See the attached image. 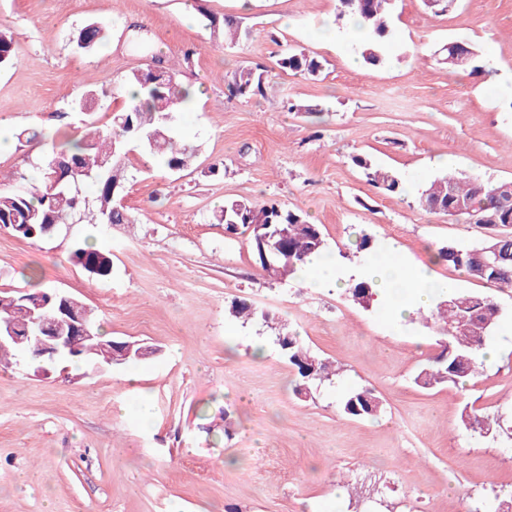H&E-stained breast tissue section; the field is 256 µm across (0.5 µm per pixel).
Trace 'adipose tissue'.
<instances>
[{
  "label": "adipose tissue",
  "mask_w": 512,
  "mask_h": 512,
  "mask_svg": "<svg viewBox=\"0 0 512 512\" xmlns=\"http://www.w3.org/2000/svg\"><path fill=\"white\" fill-rule=\"evenodd\" d=\"M363 273L377 285L378 304L395 319L429 310L439 292L453 287L452 282L435 280L425 270L411 266L391 247L368 257Z\"/></svg>",
  "instance_id": "ef3b65f1"
}]
</instances>
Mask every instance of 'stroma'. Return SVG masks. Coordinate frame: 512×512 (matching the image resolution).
<instances>
[{"label": "stroma", "instance_id": "1", "mask_svg": "<svg viewBox=\"0 0 512 512\" xmlns=\"http://www.w3.org/2000/svg\"><path fill=\"white\" fill-rule=\"evenodd\" d=\"M0 0V27L16 58L0 68V134L36 127L44 142L0 153V174L31 173L50 154L56 132L81 126L72 106L89 89L104 130L125 101L115 82L145 68L130 25L198 83L179 126L198 145L180 174L127 162L131 224H66L31 239L0 229V291L40 288L75 296L114 340L155 348L136 363L94 369L70 362H20L0 370V512H471L486 497L512 498V440L465 429L462 413L512 423V338L495 332V359L455 386H416L414 377L440 348L433 327L394 323L362 308L345 280L359 267L361 235L393 245L459 289L490 293L512 323V289L486 290L460 270L435 262L449 241L474 243L482 225L452 222L417 202V189L453 168L482 181H512V0H455L444 12L422 0H397L388 62L366 65L337 0ZM236 18L244 35L224 46L206 16ZM102 23L109 38L78 48L81 28ZM335 29L325 42L316 33ZM465 40L483 73L440 64L443 46ZM324 63L320 76L282 72L285 45ZM192 58H185V51ZM268 71L264 95L230 97L240 67ZM292 100L314 113L289 112ZM367 154L416 186L386 194L352 162ZM449 166H442V159ZM274 201L307 213L330 253L345 252L337 285L298 287L262 271L245 234H228L214 213L225 202ZM91 241L112 256L98 280L72 260ZM248 299L287 323L339 367L335 383L301 400L296 372L270 329L231 327L224 313ZM263 342L264 357L251 345ZM354 385L375 390L384 410L354 419L339 407ZM152 422L142 426L140 410ZM233 422L230 436L223 415ZM215 435H207L206 425ZM353 491L337 500V486Z\"/></svg>", "mask_w": 512, "mask_h": 512}]
</instances>
